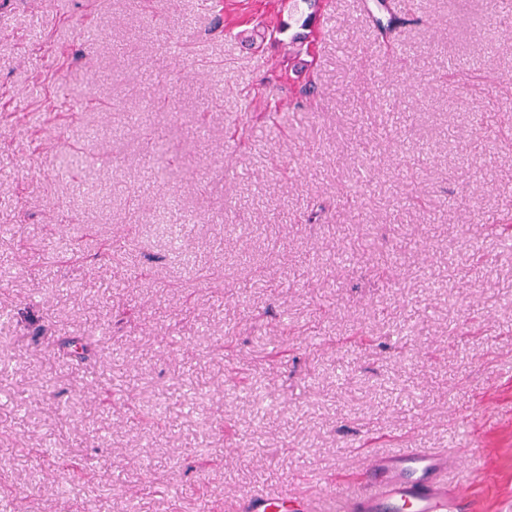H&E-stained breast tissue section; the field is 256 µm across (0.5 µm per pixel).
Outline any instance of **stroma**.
<instances>
[{"instance_id": "1", "label": "stroma", "mask_w": 512, "mask_h": 512, "mask_svg": "<svg viewBox=\"0 0 512 512\" xmlns=\"http://www.w3.org/2000/svg\"><path fill=\"white\" fill-rule=\"evenodd\" d=\"M209 2L0 0V500L238 512L471 426L484 470L448 480L512 512V30L493 0H392L386 42L374 0ZM160 131L184 177L142 194ZM53 165L58 174L69 177L90 169L88 156L84 152L72 148L56 153L53 158Z\"/></svg>"}]
</instances>
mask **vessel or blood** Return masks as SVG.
<instances>
[{"label":"vessel or blood","instance_id":"b4317fda","mask_svg":"<svg viewBox=\"0 0 512 512\" xmlns=\"http://www.w3.org/2000/svg\"><path fill=\"white\" fill-rule=\"evenodd\" d=\"M453 457L432 448H406L395 456H369L362 479L329 492H285L248 497L243 512H464L461 489L449 488Z\"/></svg>","mask_w":512,"mask_h":512}]
</instances>
